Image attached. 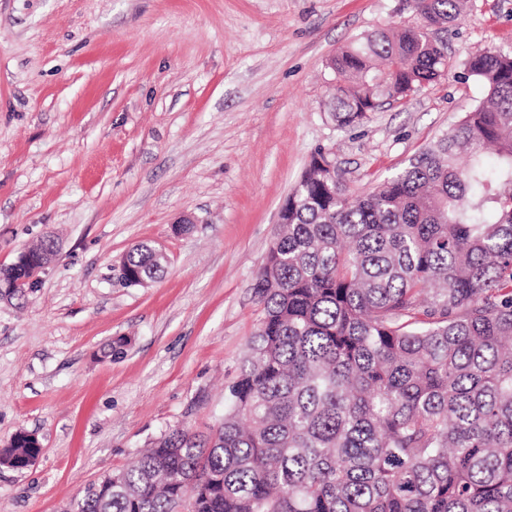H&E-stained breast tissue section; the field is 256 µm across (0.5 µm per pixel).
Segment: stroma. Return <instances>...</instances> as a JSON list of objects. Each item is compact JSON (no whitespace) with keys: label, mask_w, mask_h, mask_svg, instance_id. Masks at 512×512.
<instances>
[{"label":"stroma","mask_w":512,"mask_h":512,"mask_svg":"<svg viewBox=\"0 0 512 512\" xmlns=\"http://www.w3.org/2000/svg\"><path fill=\"white\" fill-rule=\"evenodd\" d=\"M414 20L403 0H0V268L57 240L34 287L0 299V448L42 444L0 466V512H62L164 433L219 424L312 155L368 194L483 99L474 53H512V0H469L437 35L447 77L337 129L329 59ZM141 242L167 272L128 287L115 267ZM41 446H38L36 440L29 435L17 436L14 443L0 449V466L17 468L26 464L33 456L41 452Z\"/></svg>","instance_id":"obj_1"}]
</instances>
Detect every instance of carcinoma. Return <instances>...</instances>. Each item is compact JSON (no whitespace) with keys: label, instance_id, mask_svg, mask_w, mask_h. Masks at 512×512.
<instances>
[{"label":"carcinoma","instance_id":"carcinoma-1","mask_svg":"<svg viewBox=\"0 0 512 512\" xmlns=\"http://www.w3.org/2000/svg\"><path fill=\"white\" fill-rule=\"evenodd\" d=\"M409 6L415 23L330 59L337 128L450 72L427 31L467 0ZM465 68L485 99L364 197L312 156L254 278L262 318L222 423L162 435L76 512H512V54ZM166 268L138 244L124 284ZM40 452L19 436L0 466Z\"/></svg>","mask_w":512,"mask_h":512}]
</instances>
